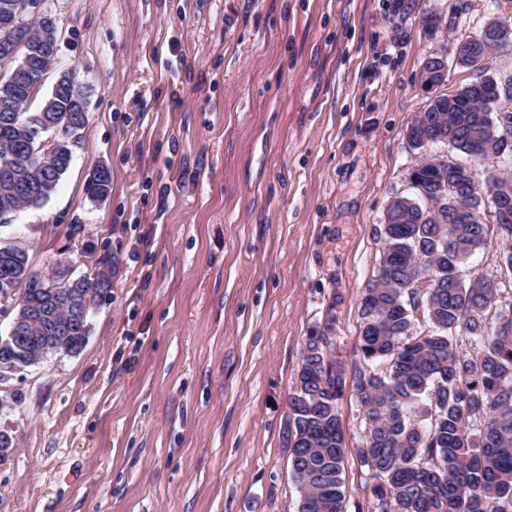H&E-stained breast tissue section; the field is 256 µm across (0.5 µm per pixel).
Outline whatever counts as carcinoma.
Instances as JSON below:
<instances>
[{
  "label": "carcinoma",
  "instance_id": "carcinoma-1",
  "mask_svg": "<svg viewBox=\"0 0 512 512\" xmlns=\"http://www.w3.org/2000/svg\"><path fill=\"white\" fill-rule=\"evenodd\" d=\"M16 50L33 81L50 67L34 52L40 21ZM476 47L458 58L479 68L494 53L483 49L485 30L466 39ZM23 80L0 77V212L43 205L67 172L72 152L45 153L34 130L30 105L36 92ZM512 100V74L486 77L478 88L466 84L430 101L407 127L427 133L472 159L491 153L512 156V136L501 137V104ZM46 113L57 138L65 139L81 115L66 95ZM485 174V189L450 161L420 158L408 171L416 198L393 211L379 229L382 251L376 276L360 298L361 325L356 355L344 368L331 358L333 340L312 331L303 340L296 386L288 397L286 438L301 512H345L344 461L351 455L367 469L375 512H512V301L505 275H512V218L501 224L480 220L497 183L512 173ZM89 197L102 202L112 192V175L89 178ZM498 243L502 276L473 274L462 266ZM99 272L78 284L95 302L111 287ZM19 295L18 305L42 302L54 293L52 314L67 325L58 348L84 346L74 309H66L73 283L54 273L31 271L25 250L0 251V288ZM422 318L424 333L414 332ZM471 350L460 349L461 345ZM352 383L369 418L361 445L347 447L337 416L338 401Z\"/></svg>",
  "mask_w": 512,
  "mask_h": 512
}]
</instances>
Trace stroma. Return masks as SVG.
Returning <instances> with one entry per match:
<instances>
[{"mask_svg": "<svg viewBox=\"0 0 512 512\" xmlns=\"http://www.w3.org/2000/svg\"><path fill=\"white\" fill-rule=\"evenodd\" d=\"M89 86L56 192L0 223L39 274L112 288L75 354L0 381V512H296L288 395L332 322L350 364L407 122L474 81L451 48L512 0H47ZM443 28L426 36L424 12ZM448 81L427 93L430 54ZM112 193L91 201L98 167ZM346 512H373L345 462Z\"/></svg>", "mask_w": 512, "mask_h": 512, "instance_id": "stroma-1", "label": "stroma"}]
</instances>
